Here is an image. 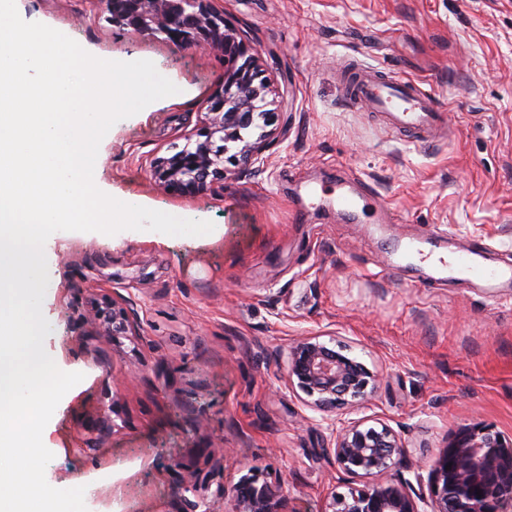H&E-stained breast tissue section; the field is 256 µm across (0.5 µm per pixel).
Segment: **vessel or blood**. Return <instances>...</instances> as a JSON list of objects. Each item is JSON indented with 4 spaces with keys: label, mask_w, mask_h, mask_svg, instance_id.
<instances>
[{
    "label": "vessel or blood",
    "mask_w": 512,
    "mask_h": 512,
    "mask_svg": "<svg viewBox=\"0 0 512 512\" xmlns=\"http://www.w3.org/2000/svg\"><path fill=\"white\" fill-rule=\"evenodd\" d=\"M343 86L349 105L375 117L390 130L429 143L445 132L444 114L417 81L391 78L377 72L351 67L343 73ZM401 264L426 265L436 280L465 278L485 288L489 296L498 289L512 288V265L492 261L488 251H475L448 245L439 238L427 242L410 240L398 254Z\"/></svg>",
    "instance_id": "vessel-or-blood-1"
}]
</instances>
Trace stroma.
<instances>
[{"label": "stroma", "instance_id": "stroma-1", "mask_svg": "<svg viewBox=\"0 0 512 512\" xmlns=\"http://www.w3.org/2000/svg\"><path fill=\"white\" fill-rule=\"evenodd\" d=\"M247 31L281 120L258 168L169 195L149 162L182 142L224 83L220 52L114 24L96 0H16L20 16L110 61H152L180 90L116 122L94 182L104 193L212 232L54 234L45 251L46 352L82 381L46 426L58 489L87 512H233L225 485L265 469L291 512L363 486L322 455L334 423L380 422L405 454L393 475L428 492L461 430L512 438V301L468 282L415 287L397 240L438 231L512 265V0H213ZM420 82L452 136L417 143L342 102L348 62ZM388 205L350 219L337 181ZM137 335H102L103 298ZM302 336L336 338L378 374L365 401L323 412L286 383Z\"/></svg>", "mask_w": 512, "mask_h": 512}]
</instances>
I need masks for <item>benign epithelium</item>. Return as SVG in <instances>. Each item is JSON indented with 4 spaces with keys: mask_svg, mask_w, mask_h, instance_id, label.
Instances as JSON below:
<instances>
[{
    "mask_svg": "<svg viewBox=\"0 0 512 512\" xmlns=\"http://www.w3.org/2000/svg\"><path fill=\"white\" fill-rule=\"evenodd\" d=\"M112 21L138 33L189 46L209 47L224 54V85L202 107L203 116L185 143H174L171 154L157 157L151 167L169 194L185 197L224 179L225 156L259 160L264 139L251 142L241 128L262 121L277 125L279 113L265 109L267 77L252 53L250 39L229 25L212 0H100ZM241 147L232 154L229 144ZM104 335L126 336L132 321L121 310L96 313ZM288 389L301 392L313 407L329 412L357 402L375 391L378 377L350 348L334 339L305 336L290 347ZM336 469L366 480L347 495L331 493L320 512H420L410 483L390 474L405 448L386 425L348 421L332 429ZM451 469H446V466ZM430 512H512V438L480 425L460 431L438 454L430 471ZM225 493L235 512H291L280 484L254 468Z\"/></svg>",
    "mask_w": 512,
    "mask_h": 512,
    "instance_id": "benign-epithelium-1",
    "label": "benign epithelium"
}]
</instances>
